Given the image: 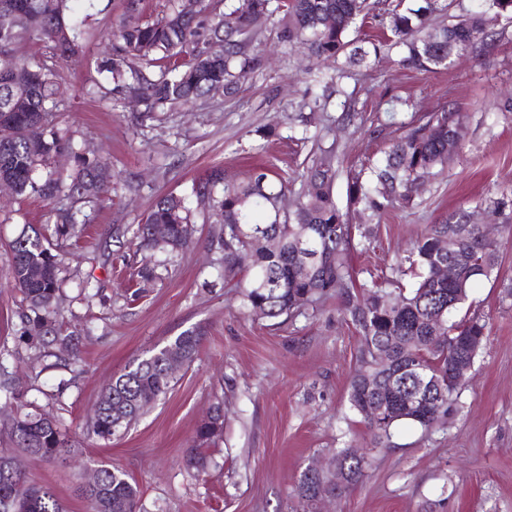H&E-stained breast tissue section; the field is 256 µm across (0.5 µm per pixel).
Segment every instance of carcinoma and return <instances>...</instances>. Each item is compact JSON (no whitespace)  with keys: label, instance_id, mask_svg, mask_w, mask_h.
Returning <instances> with one entry per match:
<instances>
[{"label":"carcinoma","instance_id":"obj_1","mask_svg":"<svg viewBox=\"0 0 512 512\" xmlns=\"http://www.w3.org/2000/svg\"><path fill=\"white\" fill-rule=\"evenodd\" d=\"M73 0H0V126H9L15 137L0 142V179L13 184L15 193H34L45 200L63 191V179L48 166L50 157L67 152L80 156L71 138L53 120L61 64L77 54L80 34L72 19ZM193 14L173 0L161 19L130 22L122 17L109 38L104 69L120 93L131 88V77L145 94L147 109L190 104L217 86L224 94L237 93L240 84L258 67L249 46L257 39L270 16V0H237L227 12L208 10L198 0ZM366 0H287L284 34L291 45L304 48L320 60L336 59L350 42L347 35ZM235 26H224L225 16ZM431 3L391 16V43L406 50L403 62L429 69L448 65L449 51L465 45L478 52L485 49L483 15L468 14L439 27L430 24ZM37 37L49 49L53 64L31 63L16 55V47ZM170 64L149 78L128 72L129 60L138 57L153 63V57ZM463 140V116L446 108L419 120L385 153L366 180L355 176L348 184L349 202L375 213L396 201L411 204L417 181L448 165V139ZM336 167L332 153L314 158L303 177L302 190L292 208L281 201L288 182H274L266 168L252 169L239 183L224 181L215 167L207 178L192 185L187 196L166 194L153 203L134 238L145 251L154 248L150 229L164 224L168 229L167 250L182 248L191 233L192 209L217 211L224 218L220 241L224 247V281H236L243 304L260 307L269 318H293L302 309L338 294L346 315L364 337L361 370L350 384L349 400L380 446L391 437L392 428L403 420L425 430L441 423L457 403L462 383L451 380L455 360L472 364L476 353L470 344L485 336L486 325L477 316L455 321L452 315L465 302L471 286L488 279L497 269L498 245L483 235L480 226L468 222L464 212L448 215L442 224L421 232L404 256L419 270V281L411 292L399 293L386 307L387 296L376 282L355 286L349 263L354 233L333 192ZM69 190L90 201L109 191L103 170L83 162ZM76 213L56 211L55 235L79 233ZM261 235L270 241L265 249L251 248L250 239ZM460 236L452 254H442V237ZM37 233L22 235L11 244L13 263L10 281L23 295L28 309L37 313L32 331L48 346H68L73 337L58 335L57 292L64 259L45 245ZM314 260H309V257ZM446 263L456 277L446 280L438 268ZM205 330L196 328L176 336L158 352L130 364L101 391L91 416L88 433L109 440L136 423L149 403L166 394L174 379L167 370L169 357L185 365L197 358ZM398 387L393 411L377 417L368 409L380 406L389 386ZM224 413L211 409L196 432L195 445L186 449L184 464L201 473L209 464L203 445L221 437ZM9 437L31 456L61 466L77 461L82 451L61 431L57 421L30 411L12 418ZM11 456L0 452V512H64L52 489L30 483L21 472L11 473ZM367 457L343 448L336 454V471L309 476L302 472L296 492L304 505L317 506L316 495L327 492L340 498L362 482ZM99 482L77 488L86 512H141L140 495L128 474L110 464L98 466Z\"/></svg>","mask_w":512,"mask_h":512}]
</instances>
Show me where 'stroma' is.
<instances>
[{
  "label": "stroma",
  "instance_id": "35a3bbf8",
  "mask_svg": "<svg viewBox=\"0 0 512 512\" xmlns=\"http://www.w3.org/2000/svg\"><path fill=\"white\" fill-rule=\"evenodd\" d=\"M271 5L250 47L261 65L236 95L214 92L148 118L134 95L117 101L84 93L110 83L100 65L124 0H89L79 12L82 49L61 73L54 120L85 157L62 153L52 166L69 181L82 161L102 165L112 189L95 203L66 192L51 201L0 193V385L59 419L89 466L125 470L143 512H303L295 492L302 471L343 448L366 452L369 467L330 512H512V236L497 233V272L463 306L485 322V339L446 423L426 432L400 422L385 447L374 445L349 403L363 337L340 302L329 297L286 321L244 310L218 271L219 216L195 212L179 253L155 250L161 265L154 279L137 276L144 254L132 241L136 225L159 196L188 191L216 165L231 182L258 165L291 179L318 149L332 151L336 200L350 224L370 233L350 255L360 284L389 271L426 225L459 210L483 224L492 219L487 200L512 198V18L497 20L487 52L455 55L424 72L400 65V50L387 39L386 0L364 10L348 33L351 46L379 47L356 65L319 62L282 41L281 0ZM316 79L334 91L312 110L303 95ZM444 107L463 116L462 149L422 184L414 204L394 205L377 219L348 205L349 178L383 158L405 126ZM306 116L317 135L308 142L300 139ZM300 189L291 179L289 197ZM60 208L74 209L84 224L80 238L53 243L69 258L58 306L64 332L79 338L75 359L63 351L41 355L22 296L7 285L11 242L35 230L50 235ZM197 327L206 332L201 353L176 372L165 396L111 440L86 436L89 413L112 377ZM77 364L85 370L78 378ZM216 404L224 409L223 434L207 450V474L197 477L183 452ZM21 463L65 512H85L71 469L27 455Z\"/></svg>",
  "mask_w": 512,
  "mask_h": 512
}]
</instances>
